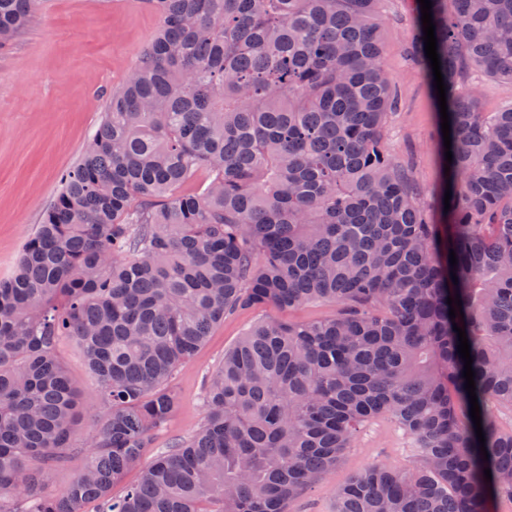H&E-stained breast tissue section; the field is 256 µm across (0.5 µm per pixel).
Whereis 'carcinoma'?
<instances>
[{"label":"carcinoma","instance_id":"cac0c4a2","mask_svg":"<svg viewBox=\"0 0 512 512\" xmlns=\"http://www.w3.org/2000/svg\"><path fill=\"white\" fill-rule=\"evenodd\" d=\"M382 2L148 0L155 39L0 279V512H292L380 416L415 465L368 466L336 512L512 502V431L496 416L512 404V103L484 112L469 86L474 71L512 82V0H431L452 163L430 202L384 146L398 94ZM35 4L0 0V47ZM423 36L418 17L406 51L431 77ZM315 302L339 311L260 321L225 351L203 426L142 465L216 323ZM66 336L107 413L83 471L52 493L82 412Z\"/></svg>","mask_w":512,"mask_h":512}]
</instances>
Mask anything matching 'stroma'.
I'll list each match as a JSON object with an SVG mask.
<instances>
[{"mask_svg":"<svg viewBox=\"0 0 512 512\" xmlns=\"http://www.w3.org/2000/svg\"><path fill=\"white\" fill-rule=\"evenodd\" d=\"M416 5V0L382 4L385 66L401 99L384 144L409 166L427 197L440 179L438 108L430 81L406 55ZM159 27L147 0H40L27 26L0 48V279L11 274L25 241L56 199L63 174L92 139L113 90L123 85ZM336 312L331 303L296 310L267 305L225 319L179 368V406L170 424L154 433L146 459L198 431L205 417V385L223 363L225 349L251 325L267 319L319 320ZM59 351L86 411L77 428V448L50 476L56 492L83 469L84 442L102 414L95 405L98 380L79 347L65 339ZM414 462L408 438L391 418L373 419L336 468L296 502L294 512H332L337 488L371 464L407 469Z\"/></svg>","mask_w":512,"mask_h":512,"instance_id":"35a3bbf8","label":"stroma"}]
</instances>
